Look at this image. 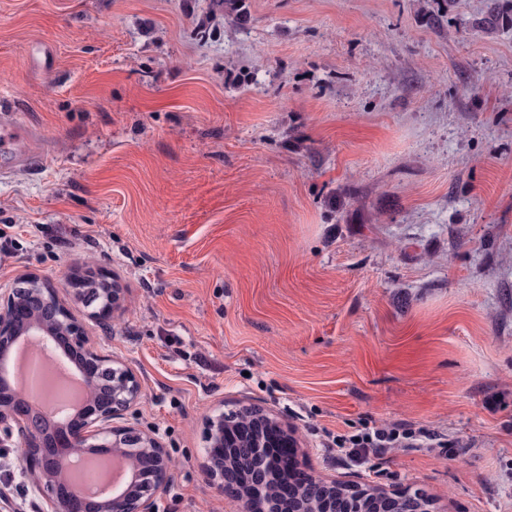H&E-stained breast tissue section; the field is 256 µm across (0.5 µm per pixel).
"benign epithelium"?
<instances>
[{
  "label": "benign epithelium",
  "mask_w": 512,
  "mask_h": 512,
  "mask_svg": "<svg viewBox=\"0 0 512 512\" xmlns=\"http://www.w3.org/2000/svg\"><path fill=\"white\" fill-rule=\"evenodd\" d=\"M90 281H108L104 274L87 271L68 280L73 296L89 305L85 285ZM55 292L53 286L37 274H29L11 288L0 290V445L15 442L25 450V472L32 492L41 498V512H157V499L171 468V460L162 443L149 431L134 426H114L112 421L133 410L141 399L136 374L122 359L104 353L91 344L89 333L63 302L38 316L35 306L43 301L41 291ZM121 305V289H110L109 299L90 313L106 321ZM26 326L31 344L38 350L49 346L64 349L83 358L82 372L95 396L76 423L67 425L57 436L46 429L45 421L19 392L5 391L8 366L4 353ZM234 418L229 438L247 452L253 463L249 496L267 504V512H279L278 502L267 497L262 427ZM204 472L217 489L237 503L246 500L235 471L224 466V414L209 416L204 424ZM110 452L127 462L138 464L134 486L114 491L104 501L96 495L82 496L62 483L61 463L70 455L84 452Z\"/></svg>",
  "instance_id": "benign-epithelium-1"
}]
</instances>
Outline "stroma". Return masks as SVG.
<instances>
[{"mask_svg":"<svg viewBox=\"0 0 512 512\" xmlns=\"http://www.w3.org/2000/svg\"><path fill=\"white\" fill-rule=\"evenodd\" d=\"M249 10L202 40L209 0H0V105L50 145L0 175V289L40 274L136 373L159 512H238L203 427L243 404L307 473L512 512V0ZM88 262L124 288L106 323L67 288ZM401 421L452 449L329 446Z\"/></svg>","mask_w":512,"mask_h":512,"instance_id":"obj_1","label":"stroma"}]
</instances>
